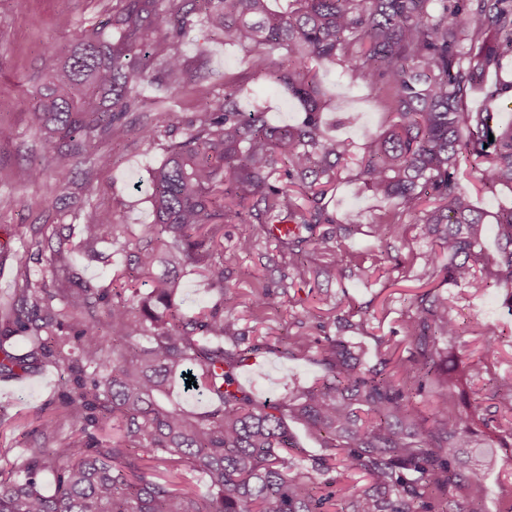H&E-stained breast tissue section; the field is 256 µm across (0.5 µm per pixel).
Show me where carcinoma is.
<instances>
[{
  "instance_id": "cac0c4a2",
  "label": "carcinoma",
  "mask_w": 512,
  "mask_h": 512,
  "mask_svg": "<svg viewBox=\"0 0 512 512\" xmlns=\"http://www.w3.org/2000/svg\"><path fill=\"white\" fill-rule=\"evenodd\" d=\"M224 42L245 48L246 74L224 81L214 99L197 89L185 139L151 171L152 236L126 240L119 287L81 282L46 287L31 278L17 255L20 293L0 303V374L18 378L37 362L63 365L71 386L63 406L74 418L119 424L120 434L99 448L80 444L31 448L18 466L0 470V512H479L449 500V487L477 492L484 469L512 449V380L490 374L493 341L467 365L468 376H488V392L459 393L433 406L432 424L414 400L426 386L460 381L454 355L440 340L460 335L448 297L424 283L401 320L416 352L396 351L368 366L341 336H323L326 375L293 386L288 400L258 401L237 381L246 361L233 319L215 309L188 315L177 303L184 269L205 263L200 287L234 293L224 284V261H210L227 202L250 203L248 223L268 229L293 224L278 247L305 266L309 250L336 254L329 277L349 250L345 224H335L328 196L351 163L376 197L392 203L376 214L370 236L391 246L407 242L422 224L437 248L410 252L423 275L440 272L476 293L512 287V208L482 213L462 186L460 171H482L485 189L512 190V123L490 112L465 111L474 93L492 105L512 82L491 83L512 55V0H119L104 21L84 28L73 47L46 46L51 66L30 95L32 115L48 163L31 164L32 184L54 173L61 188L82 164L92 141L121 142V122L155 87L173 93L199 78L179 52L191 13ZM162 30L157 46L149 32ZM336 66L385 101L393 120L356 157L350 142L329 135L322 113L332 99L316 68ZM267 76L303 112L294 124H271L262 106L246 111L249 80ZM499 239L496 258L484 254L488 219ZM131 234L106 207L84 224L83 245ZM46 238L50 266L79 279L72 249ZM146 277L143 293L129 282ZM25 335L30 350H7ZM197 386L188 387V376ZM217 405L204 413L171 398L175 382ZM508 420L493 425L484 400ZM316 430L325 454L304 463L287 419ZM336 472L334 479L318 476ZM54 476L55 493L42 491ZM202 476L199 493L185 473Z\"/></svg>"
}]
</instances>
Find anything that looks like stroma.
<instances>
[{
  "label": "stroma",
  "mask_w": 512,
  "mask_h": 512,
  "mask_svg": "<svg viewBox=\"0 0 512 512\" xmlns=\"http://www.w3.org/2000/svg\"><path fill=\"white\" fill-rule=\"evenodd\" d=\"M118 0H0V97L13 100L12 108L0 110V126L11 127V139L0 140V301L13 293L15 279L14 255L28 253L33 278L50 277V252L45 237L53 227H60L74 245L73 264L80 276L98 287L112 285L116 268L122 266L124 253L120 246L101 244L100 255L79 250L82 227L95 208L109 207L129 224L136 236L149 233L153 217L148 198L151 192L149 171L165 157L173 143L184 137L187 123L194 115L195 93L191 88L175 92L179 119L177 127L164 133L156 142H147L141 133L145 124L163 122L152 98H145L139 110L129 113L127 135L117 146L105 141L92 144L87 160L78 167L67 190L76 193L84 179H91L93 193L81 200L77 213H70L67 198H61L54 180L30 184L23 170L30 163H46L47 154L35 130L27 95L34 81L48 64L44 48L48 42L62 45L71 42L81 28L99 23L107 10ZM189 67L200 68L207 80L206 88L222 95L225 79L234 78L247 69V54L237 45L225 43L223 35L212 33L201 16H193L192 28L179 46ZM320 82L334 99L335 108L325 113L329 134L348 140L355 148L381 133L389 121L381 99L370 95L358 83L351 82L340 68L326 67L320 71ZM252 95L244 99V108L252 104L265 107L273 124L284 126L299 117L291 99L267 78L252 85ZM346 112H356L360 120L354 125L340 124ZM111 156V165H103L102 156ZM57 196V204H49V196ZM381 206L368 191L356 171H348L328 204L335 221L356 225L350 240L351 254L343 261L341 277L328 280L321 268L331 260L323 250L310 251L303 269H295L287 252L278 248L259 225L245 223L243 215L229 212L217 232L214 255L224 259L227 285L237 294L232 314L237 329L252 346L246 363L237 371L243 387L260 398L286 397L288 385L299 382L308 386L324 373L318 348L285 351L290 336L313 332L319 319L335 314L348 320L345 334L366 352L369 361L384 356L386 345L397 346L400 355L413 350L399 324L409 308V299L417 291L422 272L409 266V251H426L434 241L424 231L410 233L409 245L390 249L379 271L368 278L355 275L354 269L362 252L376 248L368 236V226ZM252 235L250 253H234L238 237ZM270 291L269 306L263 321H256L251 309L252 292ZM451 313L461 327L462 336L448 342L459 363L476 356L482 339L470 332L473 322L491 328L501 351L494 372L512 377V310L504 306L505 289L493 288L486 294L472 293L462 285H442ZM67 376L57 366L40 364L30 378L0 381V449L12 461H23L27 450L38 439V416L41 412L59 416L55 433L47 445L58 448L71 441L111 440L112 424L108 421L89 423L63 416L62 395L68 389ZM482 512H506L512 506V458L502 457L497 467L486 475L481 492Z\"/></svg>",
  "instance_id": "stroma-1"
}]
</instances>
